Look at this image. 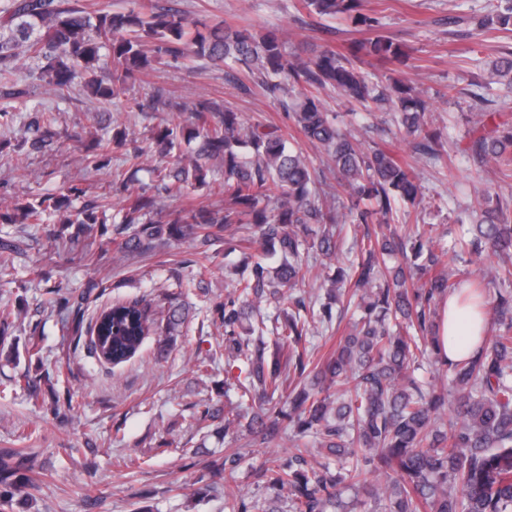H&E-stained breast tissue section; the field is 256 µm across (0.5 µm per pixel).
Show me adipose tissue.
Masks as SVG:
<instances>
[{
	"label": "adipose tissue",
	"mask_w": 512,
	"mask_h": 512,
	"mask_svg": "<svg viewBox=\"0 0 512 512\" xmlns=\"http://www.w3.org/2000/svg\"><path fill=\"white\" fill-rule=\"evenodd\" d=\"M441 317L442 353L451 359L477 348L490 332L487 309L458 295L445 299Z\"/></svg>",
	"instance_id": "obj_1"
}]
</instances>
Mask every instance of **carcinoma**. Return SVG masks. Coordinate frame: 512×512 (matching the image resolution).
I'll list each match as a JSON object with an SVG mask.
<instances>
[{
    "label": "carcinoma",
    "instance_id": "carcinoma-1",
    "mask_svg": "<svg viewBox=\"0 0 512 512\" xmlns=\"http://www.w3.org/2000/svg\"><path fill=\"white\" fill-rule=\"evenodd\" d=\"M473 22L478 32L512 37V0ZM307 15L341 18L372 32L348 52L332 48L311 58L288 52V40L274 30L217 24L200 32L164 0H131L121 12L90 13L69 0H0V84L13 82L25 58L46 61L37 73L59 91L90 75L95 97L115 103L136 75L158 65L202 59L224 67V77L255 84L272 99L306 142L327 157L317 167L299 148L288 146L280 129L244 125L241 115L210 102L187 99L179 111L192 122L163 123L150 140L166 158L184 141H199L194 154L180 157L159 174L157 193L126 192L120 220L112 228L99 217L100 204L72 185L58 196L37 195L0 209V224H45L47 238H63L72 224L81 231L101 225L127 257H142L185 239L195 254L209 250L224 233L247 232L257 244L248 275L224 296V355L238 375L226 383L234 401L227 409L204 405L200 420L221 424L224 434L244 427L261 443L289 433L288 461L267 459L257 474L269 496L237 494L232 512H347L343 494L353 492L359 512H512V263L471 279L456 262L474 265L483 255L512 258V200L491 187L466 207L472 237L448 248L447 233L429 223L411 230L383 228L402 204L425 211L416 164L442 169L441 132L431 108L415 87L372 81L358 63L366 58L404 63L391 38L379 33V18L361 12V0H300ZM107 52V71L95 64ZM492 77L512 90V48L492 64ZM336 90L349 104L379 120L368 131H398L406 142L404 162L378 146L365 150L344 131L320 98ZM31 150L53 143L51 119L25 123ZM471 140L473 162L493 167L499 181H512V124H481ZM130 160L144 154L126 129L112 128L96 151L81 158L98 168L112 148ZM222 171V209H184L161 219L162 195H183L205 186ZM363 227L353 256L344 259L342 227ZM22 240L0 236V265L21 250ZM448 257V265L441 257ZM276 257L277 266L268 259ZM325 296H312L315 282ZM469 288L485 297L493 313L489 336L473 355L441 356L437 306ZM349 318L348 332L328 355L314 358L315 329ZM185 323L184 308L169 304L163 322L138 301L114 303L88 327L90 352L113 366L131 360L147 337L168 351ZM448 423H443V419ZM23 449L0 455V512L29 507L16 498L33 479ZM239 455L227 449L217 475L234 481Z\"/></svg>",
    "mask_w": 512,
    "mask_h": 512
}]
</instances>
